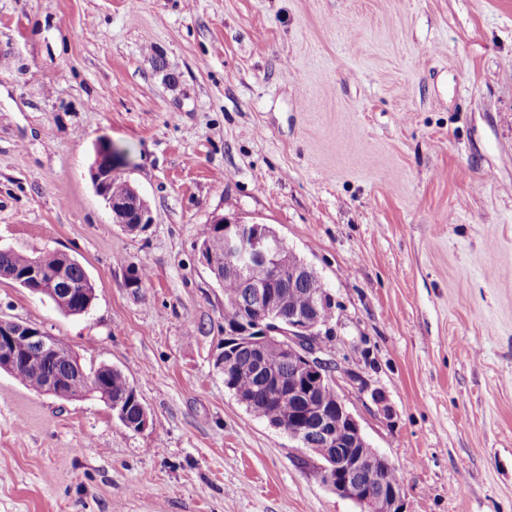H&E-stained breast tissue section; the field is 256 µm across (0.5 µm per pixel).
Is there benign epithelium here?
I'll return each mask as SVG.
<instances>
[{
  "mask_svg": "<svg viewBox=\"0 0 512 512\" xmlns=\"http://www.w3.org/2000/svg\"><path fill=\"white\" fill-rule=\"evenodd\" d=\"M109 150L99 145L92 168L98 195L112 215V223L125 231L139 233L153 223L145 199L134 186L130 197L117 200L108 195L105 185L113 178L112 164L104 162ZM224 242V277L236 278L252 288L248 299L236 304L241 319L224 326V351L217 359L229 366L239 352H248L259 365L266 367L272 397L293 404L278 414L270 425L297 441L300 461L315 470L321 483L334 493L360 505V512H375L377 502H387L388 512H403L405 491L401 481H386L383 475L392 470L391 462L366 440L355 415L340 394L335 405L327 406L322 398L326 389L336 390L334 367L323 358L322 339L330 331V320L322 313L330 310L333 298L325 293L312 300L308 310L285 313L286 301L275 285L290 288L316 275V271L298 258L274 230L265 224L244 223L238 219L216 217L200 245L205 266L214 264L213 243ZM263 270L258 277L255 271ZM38 283L31 292L46 297L64 312L80 308V292L63 285L59 274L43 275L38 264L24 275ZM275 352L280 363L294 371L292 381L283 379L276 367L267 363ZM26 358L53 356L82 370L74 352L36 325L0 320V361L12 364L19 356ZM88 394L97 397L119 418L125 417L122 401L103 393L96 377L88 379Z\"/></svg>",
  "mask_w": 512,
  "mask_h": 512,
  "instance_id": "benign-epithelium-1",
  "label": "benign epithelium"
}]
</instances>
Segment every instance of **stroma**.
<instances>
[{"mask_svg":"<svg viewBox=\"0 0 512 512\" xmlns=\"http://www.w3.org/2000/svg\"><path fill=\"white\" fill-rule=\"evenodd\" d=\"M101 142L145 232L95 192ZM217 215L325 281L326 357L404 512H512V0H0V247L68 254L96 293L75 316L0 278V319L149 415L0 371V512H359L214 365Z\"/></svg>","mask_w":512,"mask_h":512,"instance_id":"1","label":"stroma"}]
</instances>
